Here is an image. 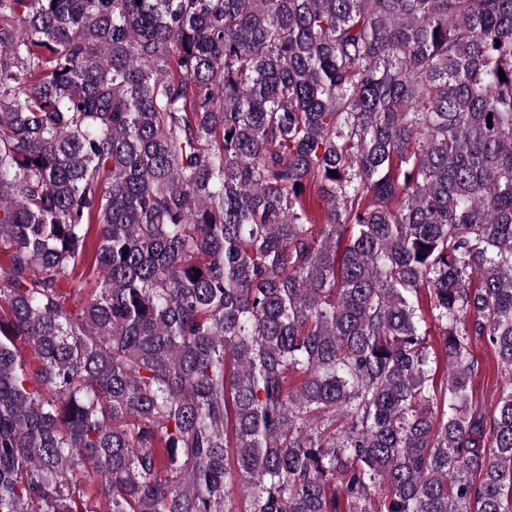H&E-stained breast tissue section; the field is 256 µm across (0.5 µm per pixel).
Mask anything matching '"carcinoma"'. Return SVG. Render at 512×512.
I'll list each match as a JSON object with an SVG mask.
<instances>
[{
    "label": "carcinoma",
    "instance_id": "1",
    "mask_svg": "<svg viewBox=\"0 0 512 512\" xmlns=\"http://www.w3.org/2000/svg\"><path fill=\"white\" fill-rule=\"evenodd\" d=\"M0 16V512H512V0ZM471 355L480 365L481 371L473 385V401L482 403L488 410L505 385L497 371V363L492 348L484 343H476L471 347Z\"/></svg>",
    "mask_w": 512,
    "mask_h": 512
}]
</instances>
